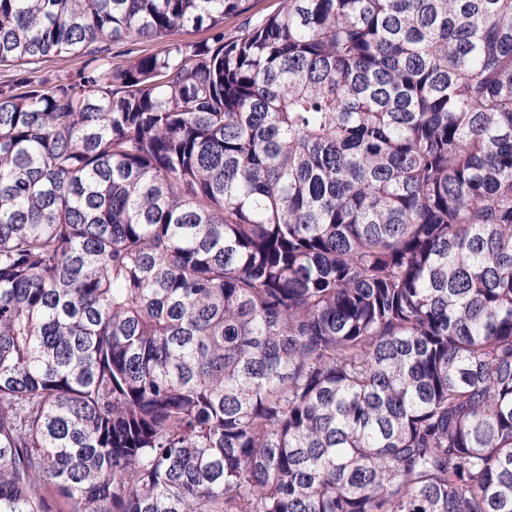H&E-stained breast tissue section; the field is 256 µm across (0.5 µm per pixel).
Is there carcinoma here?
<instances>
[{"label":"carcinoma","mask_w":512,"mask_h":512,"mask_svg":"<svg viewBox=\"0 0 512 512\" xmlns=\"http://www.w3.org/2000/svg\"><path fill=\"white\" fill-rule=\"evenodd\" d=\"M251 11L0 0V512H512V0ZM90 58L91 56L87 55L55 58L43 63L41 68L43 69L42 72H46L48 75L73 77L82 69Z\"/></svg>","instance_id":"carcinoma-1"}]
</instances>
